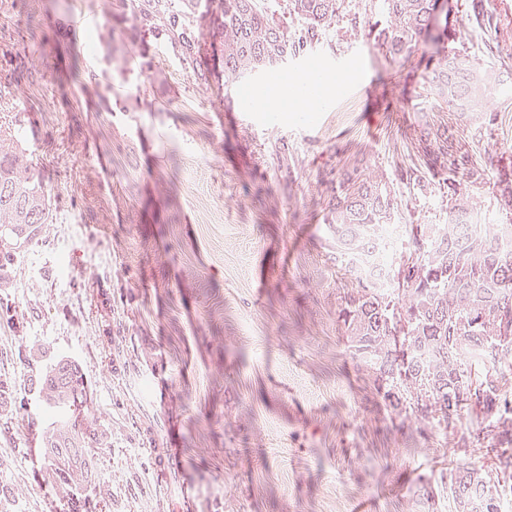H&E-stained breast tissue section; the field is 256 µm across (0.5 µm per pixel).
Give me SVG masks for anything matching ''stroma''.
I'll return each mask as SVG.
<instances>
[{
	"instance_id": "stroma-1",
	"label": "stroma",
	"mask_w": 512,
	"mask_h": 512,
	"mask_svg": "<svg viewBox=\"0 0 512 512\" xmlns=\"http://www.w3.org/2000/svg\"><path fill=\"white\" fill-rule=\"evenodd\" d=\"M338 82L305 118L225 88L197 17L187 59L179 7L134 29L125 0H0V123L47 186L53 220L22 244L0 291V512H61L42 431L54 419L26 379L66 356L82 367L108 444L92 451L95 512H424L421 480L466 456L455 430L393 421L339 319L359 278L336 261L329 203L366 163L397 202L391 265L411 227L448 221L422 186L418 140L447 123L485 169L474 218L500 221L512 182V0H448L447 46L499 77L484 111L437 102L420 55L375 36L381 0H341L317 31L288 0H260ZM484 468L485 452L468 454Z\"/></svg>"
}]
</instances>
